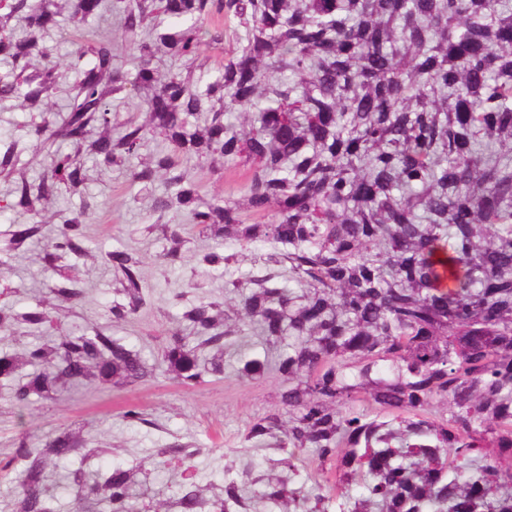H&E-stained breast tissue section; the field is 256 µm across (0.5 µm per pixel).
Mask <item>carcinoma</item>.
Here are the masks:
<instances>
[{"mask_svg":"<svg viewBox=\"0 0 512 512\" xmlns=\"http://www.w3.org/2000/svg\"><path fill=\"white\" fill-rule=\"evenodd\" d=\"M105 13L119 16L133 68L114 64L107 36L79 47L65 115L53 120L58 74L46 36L65 16L78 26ZM159 15L169 19L163 29L151 25ZM215 17L238 21L246 38L201 89L191 63L203 35L223 43V27L204 28ZM510 36L512 0H0V57L13 66L0 78V100L36 113L28 141L47 162L33 179L19 142L0 150V175L13 183L0 212L42 214L62 192L81 193L82 160L103 171L127 166L150 135L188 163L241 179L243 205L204 194L163 151L130 170L135 183L163 185L150 227L161 230L168 263L185 245L181 229L164 223L172 210L198 233L235 245L199 255L208 271L270 244L260 273L230 283L228 304L185 306L189 334L166 340V372L184 387L224 375V349L247 325L265 349L240 361L236 375L275 374L281 412L253 420L246 440L271 437L283 452L311 448L342 485L368 476L365 495L342 512H512L495 466L474 455L485 433L498 454L512 455ZM162 57L190 65L163 72ZM132 93L142 120L113 122L112 101ZM231 111L244 114L241 124L224 123ZM59 143L72 152L59 153ZM49 223L58 225L50 237L41 224H22L4 238L6 252L35 243L55 276L27 310L0 308L2 336L22 325L54 329L20 354L0 352V386L23 428L36 401H56L68 388L152 377L110 326H54L57 303L74 310L82 298L72 260L88 253L87 207L60 208ZM485 224L500 227L492 246L482 242ZM438 251L455 264L456 291L436 285ZM106 258L126 299L112 304L110 320L129 321L145 305L141 260L120 249ZM285 266L301 294L278 286ZM384 356L394 361L389 378L376 369ZM359 393L401 415L409 433L367 421L355 406ZM436 402L458 430L423 419ZM97 455L70 429L21 438L0 467L22 462L11 479L12 512H58L48 467ZM147 475L139 465L91 475L78 468L65 479L77 512H256L285 501L292 512H328L325 496L291 491L276 477L250 501L234 478L210 498L182 485L151 511L136 490ZM467 480L483 481L488 494H468Z\"/></svg>","mask_w":512,"mask_h":512,"instance_id":"carcinoma-1","label":"carcinoma"}]
</instances>
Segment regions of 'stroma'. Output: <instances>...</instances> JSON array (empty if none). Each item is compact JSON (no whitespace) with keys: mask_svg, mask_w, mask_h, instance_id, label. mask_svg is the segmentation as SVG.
<instances>
[{"mask_svg":"<svg viewBox=\"0 0 512 512\" xmlns=\"http://www.w3.org/2000/svg\"><path fill=\"white\" fill-rule=\"evenodd\" d=\"M83 169L85 192L72 197L71 204L89 208L90 254L78 272L85 296L78 306L79 318H65L64 324L86 329L107 323V311L117 294L115 275L103 256L114 249L130 250L144 262L143 292L147 305L137 318L113 325L112 336L156 365L163 340L168 330L177 326L182 312L181 306L171 300V291L186 290L191 301L220 300L225 294V283L248 276L255 265L253 261H244L228 271L206 276L202 287H192L191 271L198 255L212 247V239L193 230L185 214L169 213L167 223L180 227L187 240L182 262L169 268L161 257V242L143 232L160 187L142 189L132 183L126 170L105 172L89 160ZM0 263L10 268V279L16 288L8 298L9 303L25 307L32 289L45 279V272L32 257L19 259L0 253ZM278 386L275 375L242 381L228 368L223 378L213 377L188 388L157 369L145 382L94 393L75 390L63 394L58 401L44 403L35 410L30 431L42 437L61 428L82 430L90 447L104 449V456L92 462L93 467L102 470L128 467L140 461L154 462L158 449L175 445L194 451L193 474H186L174 462L151 472L144 490V501L148 504L167 499L189 476L203 485L223 483L225 476L230 475L250 494L255 490L252 477L272 469L288 477L290 488L304 494L330 496V512H339L346 497L362 496V483L330 490L328 474L317 467L312 449H294L287 460L281 451L255 448L244 439L255 418L278 412ZM129 402L141 406L145 422L131 423L122 418V409Z\"/></svg>","mask_w":512,"mask_h":512,"instance_id":"stroma-1","label":"stroma"}]
</instances>
